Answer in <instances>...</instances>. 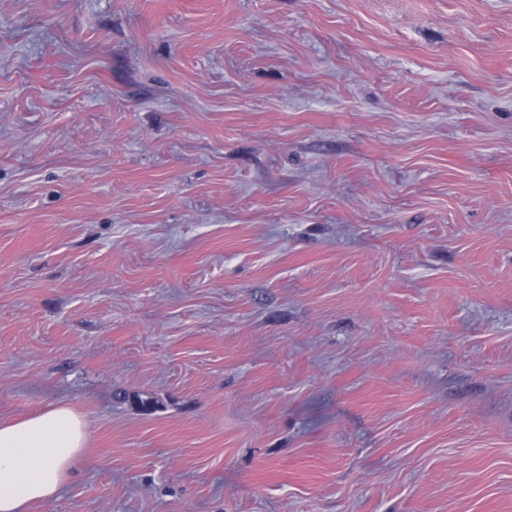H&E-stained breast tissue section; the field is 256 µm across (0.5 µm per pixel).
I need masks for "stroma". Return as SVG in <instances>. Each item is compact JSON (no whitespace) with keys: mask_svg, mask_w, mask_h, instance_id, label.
Returning <instances> with one entry per match:
<instances>
[{"mask_svg":"<svg viewBox=\"0 0 512 512\" xmlns=\"http://www.w3.org/2000/svg\"><path fill=\"white\" fill-rule=\"evenodd\" d=\"M29 512H512V0H0V423ZM86 425L63 404L0 425V512L57 496L86 444Z\"/></svg>","mask_w":512,"mask_h":512,"instance_id":"35a3bbf8","label":"stroma"}]
</instances>
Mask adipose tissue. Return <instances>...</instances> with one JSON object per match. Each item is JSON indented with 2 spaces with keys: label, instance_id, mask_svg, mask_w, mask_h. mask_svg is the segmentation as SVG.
I'll list each match as a JSON object with an SVG mask.
<instances>
[{
  "label": "adipose tissue",
  "instance_id": "1",
  "mask_svg": "<svg viewBox=\"0 0 512 512\" xmlns=\"http://www.w3.org/2000/svg\"><path fill=\"white\" fill-rule=\"evenodd\" d=\"M86 438L82 418L63 404L0 425V512L55 498Z\"/></svg>",
  "mask_w": 512,
  "mask_h": 512
}]
</instances>
